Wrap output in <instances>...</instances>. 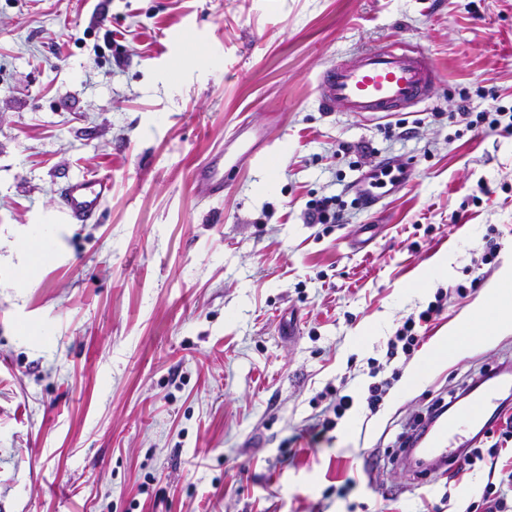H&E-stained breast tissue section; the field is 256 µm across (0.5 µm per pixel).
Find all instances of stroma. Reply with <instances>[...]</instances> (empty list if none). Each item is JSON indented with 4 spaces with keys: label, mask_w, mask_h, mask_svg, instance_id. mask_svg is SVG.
Segmentation results:
<instances>
[{
    "label": "stroma",
    "mask_w": 512,
    "mask_h": 512,
    "mask_svg": "<svg viewBox=\"0 0 512 512\" xmlns=\"http://www.w3.org/2000/svg\"><path fill=\"white\" fill-rule=\"evenodd\" d=\"M390 43L434 60L425 103L319 110ZM511 105L512 0H0V512H467L489 462L417 476L395 439L512 362V331L437 350L512 270V131L459 115ZM381 163L405 177L368 208ZM94 173L98 222L67 223ZM439 292L369 414V359ZM329 385L354 406L314 442ZM198 190L210 197L224 194V155L217 153L207 157L196 169ZM111 193L109 175H83L61 186L58 207L70 224H90L98 220L102 204ZM336 196H325L309 200L306 204L309 223L335 224L342 218Z\"/></svg>",
    "instance_id": "1"
}]
</instances>
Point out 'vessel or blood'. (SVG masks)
<instances>
[{
    "mask_svg": "<svg viewBox=\"0 0 512 512\" xmlns=\"http://www.w3.org/2000/svg\"><path fill=\"white\" fill-rule=\"evenodd\" d=\"M437 77L430 57L413 54L397 44L366 50L357 64L337 63L321 72L317 80L320 110L332 112H393L417 106L429 97ZM198 190L210 197L224 192V156L207 157L196 169ZM112 192V179L106 174L81 176L60 188L59 210L72 224H90L100 216L103 202ZM496 390L484 388L455 407L435 428L429 429L418 459L446 464L455 450L477 443L484 430L500 413Z\"/></svg>",
    "mask_w": 512,
    "mask_h": 512,
    "instance_id": "vessel-or-blood-1",
    "label": "vessel or blood"
}]
</instances>
